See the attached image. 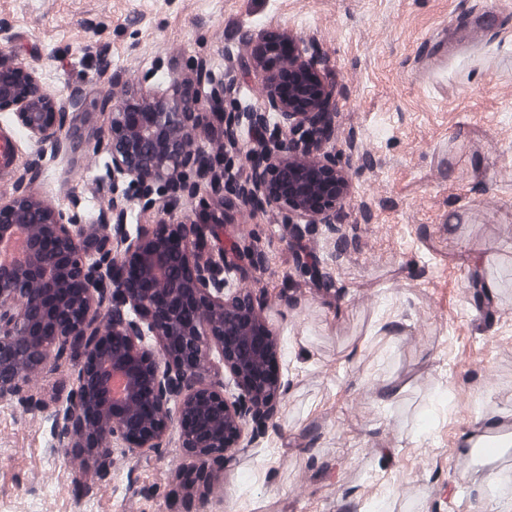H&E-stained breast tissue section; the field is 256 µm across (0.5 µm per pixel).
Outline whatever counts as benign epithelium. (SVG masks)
<instances>
[{
	"instance_id": "obj_1",
	"label": "benign epithelium",
	"mask_w": 512,
	"mask_h": 512,
	"mask_svg": "<svg viewBox=\"0 0 512 512\" xmlns=\"http://www.w3.org/2000/svg\"><path fill=\"white\" fill-rule=\"evenodd\" d=\"M247 40L253 62L241 63V75L260 79L267 89L258 108L241 106L237 83L224 82L202 61L194 62L198 88L177 105L164 92L142 109L110 95L100 100L112 112V182L108 205L95 219L99 233L89 244L80 214L65 218L35 202L30 191L43 159L71 144L66 118L82 111L86 99L77 91L58 105L7 47L10 30L0 28V112H14L39 144L16 196L0 204V232L12 226L27 232L25 264L0 267V394L13 393L23 375L45 370L51 355L72 340L85 355L63 429L76 436L79 454L107 460L114 438L133 453L157 448L176 428L198 461L182 474L183 485L192 489L210 485L211 463L226 460L251 408H269L276 399L272 333L251 296L224 302L221 269L206 272L198 262V228L221 234L229 216L211 226L208 215L190 225L157 224L124 239L123 249L111 226L126 223L132 202L144 212L171 216L203 189L231 195L254 212L283 206L313 224L336 210L348 185L333 160L270 163L276 153L306 156L330 139L337 101L326 61L305 56L291 39L261 31ZM271 112L280 117L274 127L267 124ZM216 125L234 142L245 131L258 143L246 179L235 177L236 158L225 148L189 149L199 131ZM175 266L183 276L172 273ZM114 302L129 303L136 319L123 318ZM144 326L158 339L165 363L144 344ZM209 338L221 345L224 368L239 390L232 401L205 381ZM114 370L130 380L128 399L120 403L111 395Z\"/></svg>"
}]
</instances>
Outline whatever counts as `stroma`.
Listing matches in <instances>:
<instances>
[{
  "mask_svg": "<svg viewBox=\"0 0 512 512\" xmlns=\"http://www.w3.org/2000/svg\"><path fill=\"white\" fill-rule=\"evenodd\" d=\"M57 101L79 88L134 106L204 58L234 76L262 30L330 64L332 139L348 189L328 224H292L285 209L236 212L261 270L224 277L247 293L275 336L277 415L243 424L205 504L176 493L195 458L169 430L141 453L113 440L109 465L74 458L58 413L79 363L52 359L0 396V512H486L512 505V449L467 444L474 422L512 424V0H0V25ZM106 53L110 73L99 71ZM151 81H143L146 71ZM112 121L90 104L69 116L82 141L45 160L33 197L92 218L108 200L97 143ZM16 139L0 204L37 145ZM300 245L317 277L297 266ZM468 448L457 469L454 450Z\"/></svg>",
  "mask_w": 512,
  "mask_h": 512,
  "instance_id": "1",
  "label": "stroma"
}]
</instances>
